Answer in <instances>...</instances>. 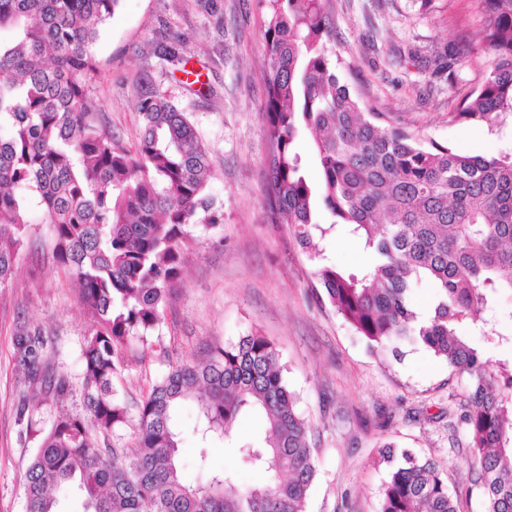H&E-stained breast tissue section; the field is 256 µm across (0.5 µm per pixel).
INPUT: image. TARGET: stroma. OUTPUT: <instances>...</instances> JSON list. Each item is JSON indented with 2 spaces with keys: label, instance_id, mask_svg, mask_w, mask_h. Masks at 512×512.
I'll use <instances>...</instances> for the list:
<instances>
[{
  "label": "stroma",
  "instance_id": "1",
  "mask_svg": "<svg viewBox=\"0 0 512 512\" xmlns=\"http://www.w3.org/2000/svg\"><path fill=\"white\" fill-rule=\"evenodd\" d=\"M333 26L328 50L351 90L423 144L464 155L512 153V113L498 126L454 122L450 114L490 71L480 48L479 0H323ZM265 0H121L101 25L92 51L97 74L88 93L99 121L127 147L139 135L137 86L151 79L197 128L211 159L208 191L222 223L196 226L182 281L147 342H132L114 381L127 405L143 398L172 365L206 359L211 348L258 332L274 344L283 377L308 422L316 476L306 512H380L390 466L379 451L393 445L438 463L462 512H483L472 492L473 460L456 396L466 378L422 345L401 358L369 352L343 322L314 275L317 262L289 234L266 221L268 145L261 77ZM462 43L470 61L455 77L429 61ZM182 51L185 69L170 75L159 44ZM412 49L417 60H402ZM52 227L33 224L13 278L0 288V512H23L24 474L37 444L27 426L46 428L81 408V348L90 328L77 282L51 258ZM329 261L365 273L372 257L337 231L323 242ZM39 327L36 358L50 362L73 388L65 400H33L14 347L20 325ZM181 468L195 484L214 471H238L244 483H273L278 473L243 469L236 448L259 436L261 415H244L233 442L201 446L196 401L178 410Z\"/></svg>",
  "mask_w": 512,
  "mask_h": 512
}]
</instances>
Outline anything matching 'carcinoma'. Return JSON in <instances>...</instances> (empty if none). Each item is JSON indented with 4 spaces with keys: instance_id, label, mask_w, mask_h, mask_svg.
Listing matches in <instances>:
<instances>
[{
    "instance_id": "cac0c4a2",
    "label": "carcinoma",
    "mask_w": 512,
    "mask_h": 512,
    "mask_svg": "<svg viewBox=\"0 0 512 512\" xmlns=\"http://www.w3.org/2000/svg\"><path fill=\"white\" fill-rule=\"evenodd\" d=\"M120 0H0V288L12 278L32 213L53 226L56 270L75 279L91 325L81 358L83 412L33 430L24 512H58L57 494L78 490L85 512H305L316 464L273 344L258 333L178 364L129 412L114 393L124 349L159 327L181 282L190 227L216 224L211 163L193 123L145 78L137 88L140 131L130 150L103 128L86 86L92 47ZM481 40L491 72L453 121L494 127L512 112V0H480ZM322 0H268L262 79L266 89L267 220L288 225L308 249L321 227L345 225L373 257L363 275L321 263L314 271L335 312L375 353L424 346L469 379L461 420L469 436L484 512H512V365L490 360L461 331L496 336L487 314L512 290V154L466 156L423 146L387 125L337 74ZM160 58L180 70L170 45ZM468 52L447 45L437 69L453 76ZM312 139L318 179L298 146ZM436 290L428 320L408 303L421 281ZM41 330L16 334L32 389L64 398L69 380L36 360ZM200 395L201 441L232 437L241 415L265 416L263 437L238 449L242 463L284 475L237 486L232 470L184 483L177 458L179 406ZM120 435L134 451L101 448L87 428ZM385 445L392 464L381 512H460L443 471Z\"/></svg>"
}]
</instances>
